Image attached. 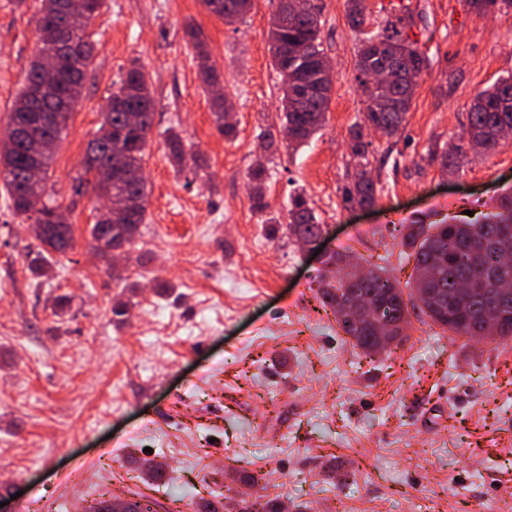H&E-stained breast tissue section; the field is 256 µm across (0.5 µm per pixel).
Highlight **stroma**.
Returning <instances> with one entry per match:
<instances>
[{"label":"stroma","instance_id":"1","mask_svg":"<svg viewBox=\"0 0 512 512\" xmlns=\"http://www.w3.org/2000/svg\"><path fill=\"white\" fill-rule=\"evenodd\" d=\"M427 57L401 132L366 131L376 203H341L349 129L363 119V32L392 0H366L363 31L346 0H322L321 37L335 77L324 129L290 153L279 131L280 77L269 43L273 0L228 25L201 0H105L91 28L95 61L47 183L69 208L74 247L46 275L31 220L0 195V512H83L150 496L156 512H203L249 495L288 512H512V340L478 341L409 315L407 336L368 355L315 296L321 258L271 239L252 208L248 170L267 158L266 199L288 210L304 187L330 250H350L399 282L402 225L421 214L456 223L512 190V135L443 173L433 150L459 143L481 90L512 74V13L466 0H409ZM40 0H0V129L37 47ZM203 30L235 131L222 135L184 37ZM151 77L147 216L116 261L90 245L93 193L75 194L103 106L131 60ZM198 151V173L166 155L169 128ZM120 278H113V270ZM70 305L55 316L56 297ZM128 311L112 312L118 302ZM165 463L160 484L141 479ZM258 475L247 483V475Z\"/></svg>","mask_w":512,"mask_h":512}]
</instances>
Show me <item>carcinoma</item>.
Returning <instances> with one entry per match:
<instances>
[{"label":"carcinoma","mask_w":512,"mask_h":512,"mask_svg":"<svg viewBox=\"0 0 512 512\" xmlns=\"http://www.w3.org/2000/svg\"><path fill=\"white\" fill-rule=\"evenodd\" d=\"M206 11L227 24L246 15L251 7L248 0H201ZM304 7L288 23L280 19V8H275L269 27V41L274 66L281 78L280 119L293 134L289 146L296 149L319 133L326 120L332 84L325 82L320 69L324 49L320 37L322 6L320 0H302ZM104 0H41L36 17L38 52L30 62L21 91L15 98L10 115L32 114L29 134L12 147L0 149V188L5 192L10 208L18 215L33 220L35 239L39 249L33 258L35 270L44 274L41 265L51 253H65L74 246L71 225L54 224L47 216L61 209L46 184L40 190L46 196L44 212L34 214L29 207L28 173L32 163H37L42 176H47L56 150L62 140L71 114L80 99L70 96V87L82 85L94 62V48L88 32ZM470 7L481 13L512 10V0H468ZM347 17L351 27L362 30L366 23L365 0H347ZM412 12L405 7L386 15L378 32L361 41L358 65L367 70L379 71L392 66L406 75L420 77L427 68V58L412 38L407 25ZM191 42L203 82L208 88L220 85V76L210 63V54L202 30L194 25L184 29ZM56 54L60 78L56 88L39 97L32 95L33 86L39 81L43 60ZM366 103L364 122L388 137L396 136L409 111L413 92L404 83L391 87L375 85L357 79ZM213 115L217 129L229 136L234 127L224 122L227 104L221 94L212 98ZM139 113L140 120L131 125L127 113ZM155 103L148 75L131 63L119 87L112 92L102 110V121L90 145L93 152L85 154L83 171L73 186L81 194L84 185L92 187L94 195L111 193L131 202L128 211L115 218H98L91 225L92 247L103 258L132 242L145 223L147 213V184L144 180L118 178L110 183L93 179L98 168L118 166L126 173L143 167L148 136L151 133ZM512 128V76L500 78L487 89L479 92L468 112L466 132L468 137L490 150L496 146L503 128ZM167 158L174 169L197 170L198 153L186 148L180 133L171 128L165 141ZM370 143L365 141L363 126L350 131L348 161L344 182L339 187L342 203L346 208H368L376 202V185L369 159ZM467 153L460 147L441 153V166L449 172L458 171ZM267 169L263 162L252 165L248 172L252 208L266 214L265 182ZM288 221L281 222V215L266 218L272 234L282 233L289 239L315 242L321 238L320 224L310 207L305 191L297 190L291 196L287 211ZM402 245L410 250L414 268L426 267L428 276L416 278L409 287V300H404L403 290L397 279L387 275L384 268L376 266L367 270V276L358 279L353 271L346 270L348 252L331 251L324 254V272L317 280V298L324 307L332 309L336 322L352 344L368 354L381 352L378 348L376 327L373 322L357 327L348 324L343 312L351 303H379L392 307L390 340L404 335L408 307L420 310L430 321L455 336L476 337L483 335V322L495 321L493 336L500 340L512 338V191L498 198L495 211L477 223L457 224L445 220L431 221L422 215L406 225ZM155 502L142 495L137 500L124 503L123 512H154ZM239 512H283L277 499L261 497L238 503Z\"/></svg>","instance_id":"1"}]
</instances>
